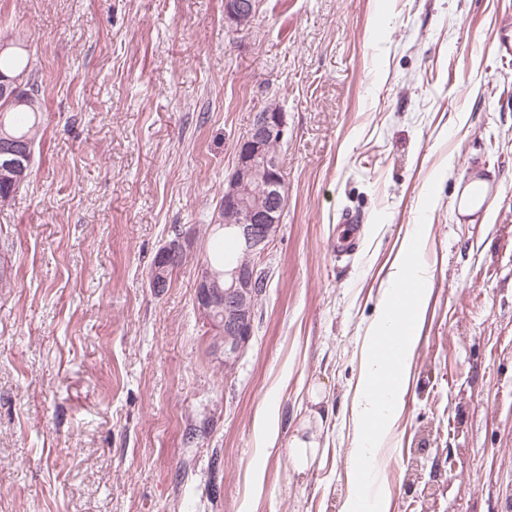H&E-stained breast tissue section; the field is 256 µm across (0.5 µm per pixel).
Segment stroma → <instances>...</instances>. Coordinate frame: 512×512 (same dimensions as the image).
<instances>
[{
    "label": "stroma",
    "instance_id": "obj_1",
    "mask_svg": "<svg viewBox=\"0 0 512 512\" xmlns=\"http://www.w3.org/2000/svg\"><path fill=\"white\" fill-rule=\"evenodd\" d=\"M512 0H0L45 132L0 207V512H339L366 329L418 220L431 269L403 411L377 485L388 512H500L512 485ZM278 104L286 190L232 369L196 306L224 180ZM491 172L484 223L460 213ZM431 207H424L427 192ZM358 248L334 250L344 213ZM191 244L154 291L157 251ZM322 386L321 450L281 438ZM260 0H224V23L234 32L248 28L256 17ZM256 430L259 433L263 447L272 450L278 448L279 429L275 418L268 414H262L256 421ZM289 456L292 466L298 473H304L313 465L320 450V443L316 434L307 435V427L295 430L291 439H288Z\"/></svg>",
    "mask_w": 512,
    "mask_h": 512
}]
</instances>
